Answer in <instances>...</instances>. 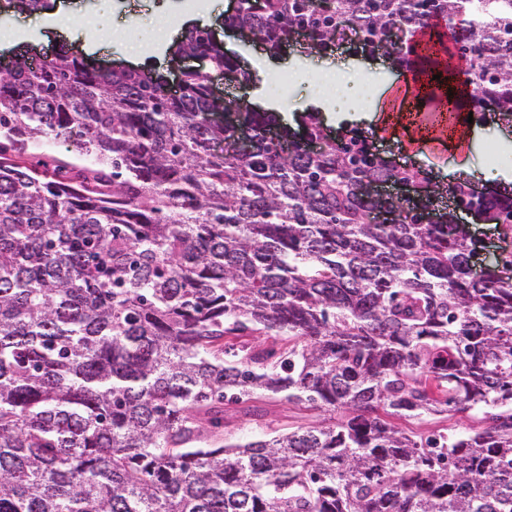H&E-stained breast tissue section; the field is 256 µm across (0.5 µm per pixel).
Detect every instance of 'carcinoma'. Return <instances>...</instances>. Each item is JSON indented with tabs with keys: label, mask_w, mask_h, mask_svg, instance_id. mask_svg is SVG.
Instances as JSON below:
<instances>
[{
	"label": "carcinoma",
	"mask_w": 512,
	"mask_h": 512,
	"mask_svg": "<svg viewBox=\"0 0 512 512\" xmlns=\"http://www.w3.org/2000/svg\"><path fill=\"white\" fill-rule=\"evenodd\" d=\"M36 14L47 0H4ZM237 0L224 25L271 53L296 41L468 64L470 102L512 122V0ZM465 26H456V21ZM0 73V512H512V285L470 273L456 212L512 234V184L424 223L440 186L337 138L314 154L280 113L211 97L187 71L102 72L29 46ZM259 81L211 30L167 48ZM224 109V125L208 116ZM307 137L323 138L317 110ZM48 138L72 159L25 160ZM245 139L250 151L217 153ZM406 182L405 198L364 181ZM386 210L390 223L373 224ZM271 396L316 426L224 434V405ZM480 417L425 439L395 424Z\"/></svg>",
	"instance_id": "cac0c4a2"
}]
</instances>
